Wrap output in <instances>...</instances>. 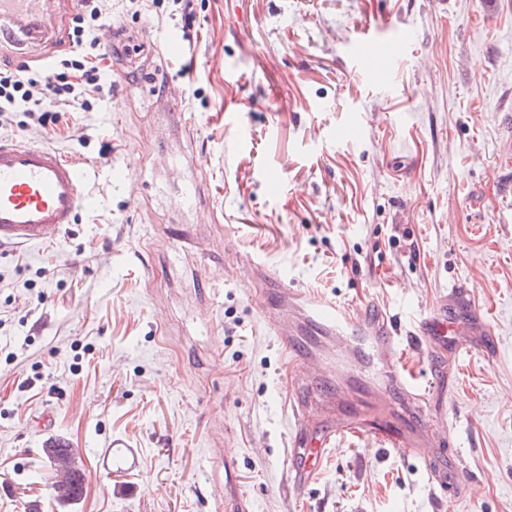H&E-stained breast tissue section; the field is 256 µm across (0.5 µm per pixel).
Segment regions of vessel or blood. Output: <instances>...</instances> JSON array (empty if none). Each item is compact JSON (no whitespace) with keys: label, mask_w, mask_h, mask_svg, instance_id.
<instances>
[{"label":"vessel or blood","mask_w":512,"mask_h":512,"mask_svg":"<svg viewBox=\"0 0 512 512\" xmlns=\"http://www.w3.org/2000/svg\"><path fill=\"white\" fill-rule=\"evenodd\" d=\"M49 26L47 0H0V36L9 37L17 47L41 41ZM86 180L82 166L51 147L23 140L0 142V244L35 246L59 238L78 211L93 200ZM263 280L279 294V316L274 323L277 342L302 377L293 408L291 440L295 492L308 485L327 448L350 434L400 455L415 453L421 447L447 445L446 429L422 404L430 389L400 368L401 356L386 311H372L367 303L349 309L312 292L288 288L277 272L265 273ZM302 320L328 331L337 345L360 360L359 377L394 391L400 399L398 409L376 416L366 387L356 386L347 396L329 387L324 364L301 353L297 346ZM482 331V321L474 313L449 319L444 300L413 326L414 335L425 343L420 356L426 363L445 347L449 336H472Z\"/></svg>","instance_id":"obj_1"}]
</instances>
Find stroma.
<instances>
[{
	"label": "stroma",
	"instance_id": "35a3bbf8",
	"mask_svg": "<svg viewBox=\"0 0 512 512\" xmlns=\"http://www.w3.org/2000/svg\"><path fill=\"white\" fill-rule=\"evenodd\" d=\"M101 7L140 46L115 89L56 131L23 112L0 128L82 165L96 199L54 242L0 247V512H219L230 475L252 512H512V0ZM50 10L45 39L0 57L38 70L67 52L74 0ZM374 18L401 44L381 77L353 59ZM254 263L377 302L408 347L466 285L493 338L449 337L437 411L479 496L434 499L422 462L349 436L293 498L295 371ZM53 437L82 458L69 507ZM65 472L68 477L64 486L55 488L57 484L55 482L52 484L53 498L60 506H68L76 503L83 494L85 477L82 469L73 462ZM65 472L58 471L59 477L57 480L59 481V484L64 482Z\"/></svg>",
	"mask_w": 512,
	"mask_h": 512
}]
</instances>
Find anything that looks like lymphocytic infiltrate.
Returning <instances> with one entry per match:
<instances>
[{
	"label": "lymphocytic infiltrate",
	"instance_id": "lymphocytic-infiltrate-1",
	"mask_svg": "<svg viewBox=\"0 0 512 512\" xmlns=\"http://www.w3.org/2000/svg\"><path fill=\"white\" fill-rule=\"evenodd\" d=\"M99 0H77V12L68 32L69 55L51 60L35 71L28 65L0 63V117L24 112L41 128L57 126L61 113L74 109L89 111L87 90H101L104 77L99 59H120L137 47L123 30H116L108 47L102 48L94 35L102 18Z\"/></svg>",
	"mask_w": 512,
	"mask_h": 512
}]
</instances>
